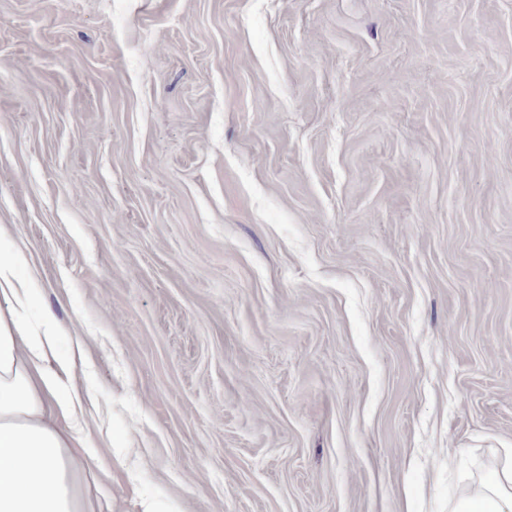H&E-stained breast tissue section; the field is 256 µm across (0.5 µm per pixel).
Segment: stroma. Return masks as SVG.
Returning a JSON list of instances; mask_svg holds the SVG:
<instances>
[{
	"label": "stroma",
	"mask_w": 512,
	"mask_h": 512,
	"mask_svg": "<svg viewBox=\"0 0 512 512\" xmlns=\"http://www.w3.org/2000/svg\"><path fill=\"white\" fill-rule=\"evenodd\" d=\"M0 252L112 512H448L512 448V0H0Z\"/></svg>",
	"instance_id": "35a3bbf8"
}]
</instances>
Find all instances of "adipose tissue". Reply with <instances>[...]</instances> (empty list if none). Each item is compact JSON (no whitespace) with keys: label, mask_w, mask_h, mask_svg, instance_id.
<instances>
[{"label":"adipose tissue","mask_w":512,"mask_h":512,"mask_svg":"<svg viewBox=\"0 0 512 512\" xmlns=\"http://www.w3.org/2000/svg\"><path fill=\"white\" fill-rule=\"evenodd\" d=\"M22 252L0 253V512H95L83 480L97 460L77 415L71 366L51 359L57 326L28 318ZM448 512H512V448L493 480L474 481Z\"/></svg>","instance_id":"ef3b65f1"}]
</instances>
